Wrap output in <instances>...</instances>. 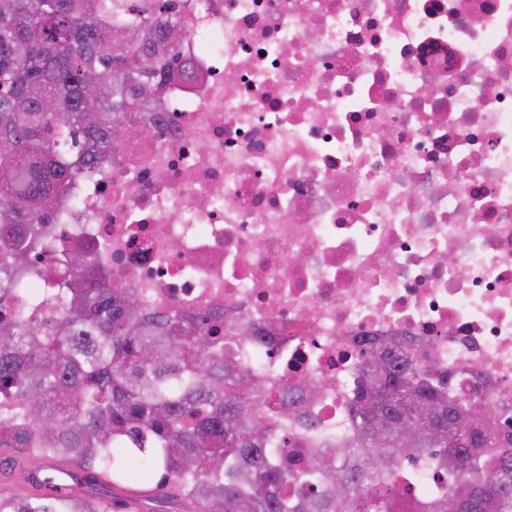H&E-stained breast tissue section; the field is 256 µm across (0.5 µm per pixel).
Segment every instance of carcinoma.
<instances>
[{"mask_svg":"<svg viewBox=\"0 0 512 512\" xmlns=\"http://www.w3.org/2000/svg\"><path fill=\"white\" fill-rule=\"evenodd\" d=\"M185 37L164 4L0 0V448L114 484L159 471L188 512H512V426L403 342L362 353L333 429L225 354L209 310L149 312L87 249L55 247L45 218L116 134L142 133L128 109L187 72ZM46 253L55 276L31 292ZM321 398L303 383L305 407ZM92 498L0 495V512H106Z\"/></svg>","mask_w":512,"mask_h":512,"instance_id":"obj_1","label":"carcinoma"}]
</instances>
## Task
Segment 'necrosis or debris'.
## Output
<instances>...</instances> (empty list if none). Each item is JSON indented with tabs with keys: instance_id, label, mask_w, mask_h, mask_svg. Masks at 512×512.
Here are the masks:
<instances>
[{
	"instance_id": "necrosis-or-debris-1",
	"label": "necrosis or debris",
	"mask_w": 512,
	"mask_h": 512,
	"mask_svg": "<svg viewBox=\"0 0 512 512\" xmlns=\"http://www.w3.org/2000/svg\"><path fill=\"white\" fill-rule=\"evenodd\" d=\"M190 79L51 218L340 420L362 339L512 421V0H168Z\"/></svg>"
}]
</instances>
